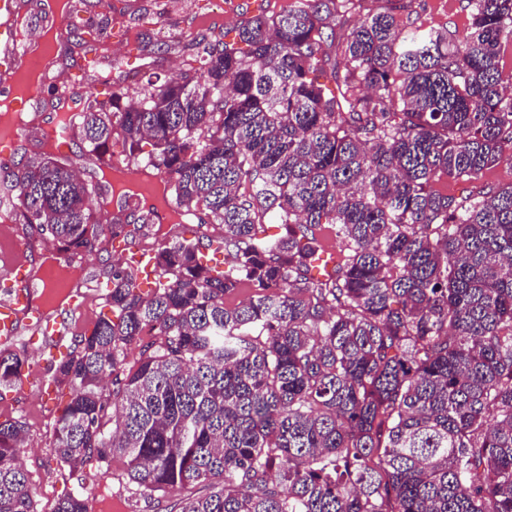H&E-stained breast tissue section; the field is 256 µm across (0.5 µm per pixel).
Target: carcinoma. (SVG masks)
<instances>
[{
	"instance_id": "carcinoma-1",
	"label": "carcinoma",
	"mask_w": 512,
	"mask_h": 512,
	"mask_svg": "<svg viewBox=\"0 0 512 512\" xmlns=\"http://www.w3.org/2000/svg\"><path fill=\"white\" fill-rule=\"evenodd\" d=\"M85 2L63 11L78 39L59 60L109 86L121 64L100 67L101 38L80 36ZM467 6L463 41L401 29L397 5L351 25L356 0H297L239 29L246 51L219 36L170 42L187 69L128 105L88 94L39 157L4 173L0 220L68 267L99 246L92 201L108 192L63 162L78 135L111 171L121 133L125 165L164 175L156 198L171 213L222 227L163 242L148 294L133 262L103 271L111 315L49 365L71 390L58 467L124 459L110 493L121 503L205 490L170 512H512V186L464 199L433 188L512 153V0ZM40 82L67 100L50 74ZM115 175L112 235L146 234L158 208ZM268 221L286 235L258 236ZM324 224L343 248L317 277ZM215 246L226 271L202 261ZM244 284L249 301L225 307ZM24 363L0 349V397ZM24 435L0 421V512H37ZM52 512H87L84 488Z\"/></svg>"
}]
</instances>
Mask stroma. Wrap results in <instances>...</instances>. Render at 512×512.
<instances>
[{"label": "stroma", "mask_w": 512, "mask_h": 512, "mask_svg": "<svg viewBox=\"0 0 512 512\" xmlns=\"http://www.w3.org/2000/svg\"><path fill=\"white\" fill-rule=\"evenodd\" d=\"M295 0H87V14L102 27V36L113 55L122 60L120 91L129 98L137 93L148 77H165L181 66V56L166 52L162 45L171 40L193 37L208 27L222 28L224 39L235 42L241 26L259 11L275 15L294 4ZM398 10L401 25L422 29L445 28L457 39L468 36L471 13L466 0H404ZM108 287L98 283L86 289V303L67 318L65 338L88 331L98 318L107 314ZM28 353L36 361L33 377L22 378L0 398V421L17 418L26 424L25 448L22 461L37 490L39 512H51L57 498L73 486L72 481L49 468L47 457L53 446V422L57 412L69 400L70 390L61 386L47 392L41 383L51 357L41 342L35 341L32 331H25ZM122 459H113L110 468L91 464L80 471L85 487L88 512H166L167 504L177 501L181 493L173 490L164 498L163 506L141 501L122 509L115 505L110 492L122 473Z\"/></svg>", "instance_id": "35a3bbf8"}]
</instances>
